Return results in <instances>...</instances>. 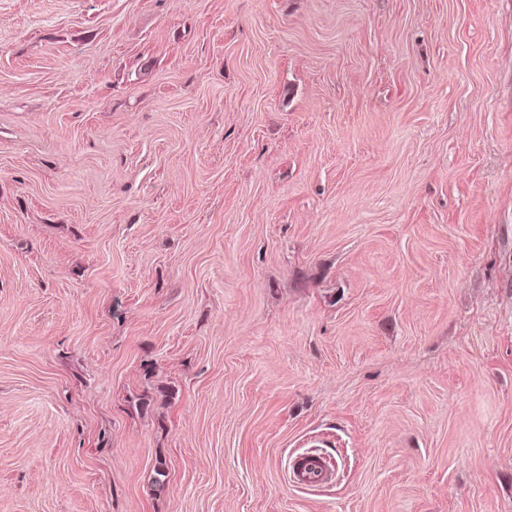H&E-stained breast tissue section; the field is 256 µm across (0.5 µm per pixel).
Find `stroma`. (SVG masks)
I'll use <instances>...</instances> for the list:
<instances>
[{"label": "stroma", "mask_w": 512, "mask_h": 512, "mask_svg": "<svg viewBox=\"0 0 512 512\" xmlns=\"http://www.w3.org/2000/svg\"><path fill=\"white\" fill-rule=\"evenodd\" d=\"M0 512H512V0H0ZM292 473L294 482L299 485L321 484L332 477L327 460L316 453L301 455Z\"/></svg>", "instance_id": "obj_1"}]
</instances>
